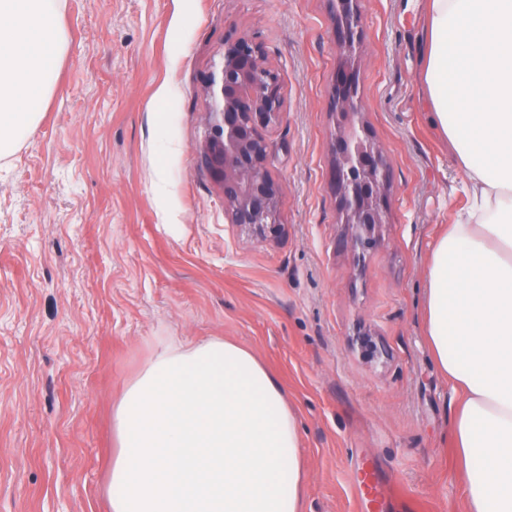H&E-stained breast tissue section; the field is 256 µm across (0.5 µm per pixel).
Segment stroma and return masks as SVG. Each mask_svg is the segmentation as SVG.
Masks as SVG:
<instances>
[{"mask_svg":"<svg viewBox=\"0 0 512 512\" xmlns=\"http://www.w3.org/2000/svg\"><path fill=\"white\" fill-rule=\"evenodd\" d=\"M364 119L388 175L358 268L331 182L333 0H65L46 111L0 160V512H109L112 404L158 339L251 350L297 411L305 512H465L454 396L423 319L433 242L467 205L426 122L417 0H359ZM253 36L284 103L267 137L285 233L230 224L202 163L206 80ZM384 343L375 357L357 328Z\"/></svg>","mask_w":512,"mask_h":512,"instance_id":"35a3bbf8","label":"stroma"}]
</instances>
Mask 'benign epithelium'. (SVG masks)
<instances>
[{
  "label": "benign epithelium",
  "instance_id": "benign-epithelium-1",
  "mask_svg": "<svg viewBox=\"0 0 512 512\" xmlns=\"http://www.w3.org/2000/svg\"><path fill=\"white\" fill-rule=\"evenodd\" d=\"M335 22L337 40L348 57L362 40L357 0H336ZM207 89L212 124L201 157L224 194V212L230 223L253 235L276 239L284 233L282 186L268 169L271 145L265 131L278 122L283 106L279 75L267 65L260 43L229 38L220 73L210 76ZM332 111V181L342 223L361 263L385 223L388 181L382 149L363 119L358 67L344 59L334 74Z\"/></svg>",
  "mask_w": 512,
  "mask_h": 512
}]
</instances>
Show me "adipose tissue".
I'll return each instance as SVG.
<instances>
[{
    "label": "adipose tissue",
    "instance_id": "ef3b65f1",
    "mask_svg": "<svg viewBox=\"0 0 512 512\" xmlns=\"http://www.w3.org/2000/svg\"><path fill=\"white\" fill-rule=\"evenodd\" d=\"M63 0H0V159L58 72ZM419 81L471 205L424 269L429 353L457 396L466 512H512V0H424ZM110 512H304L298 415L221 336L160 341L112 406Z\"/></svg>",
    "mask_w": 512,
    "mask_h": 512
}]
</instances>
